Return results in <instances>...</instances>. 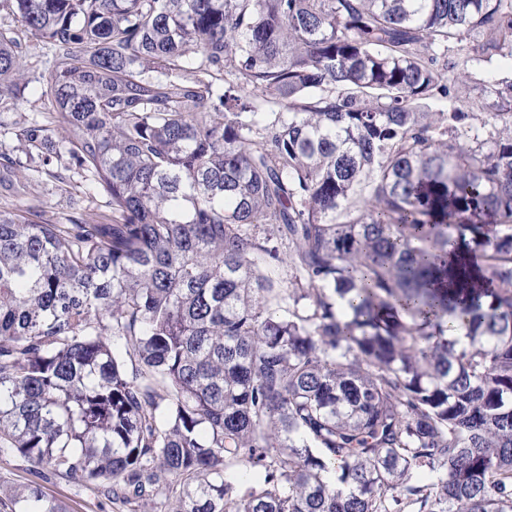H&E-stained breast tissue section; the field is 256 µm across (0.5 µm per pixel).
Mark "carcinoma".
Segmentation results:
<instances>
[{
  "label": "carcinoma",
  "mask_w": 512,
  "mask_h": 512,
  "mask_svg": "<svg viewBox=\"0 0 512 512\" xmlns=\"http://www.w3.org/2000/svg\"><path fill=\"white\" fill-rule=\"evenodd\" d=\"M1 11L51 52L15 137L111 213L0 210V450L34 476L0 504L67 512L49 467L121 512H512V114L479 139L441 63L512 55V0ZM29 65L0 25V109Z\"/></svg>",
  "instance_id": "cac0c4a2"
}]
</instances>
